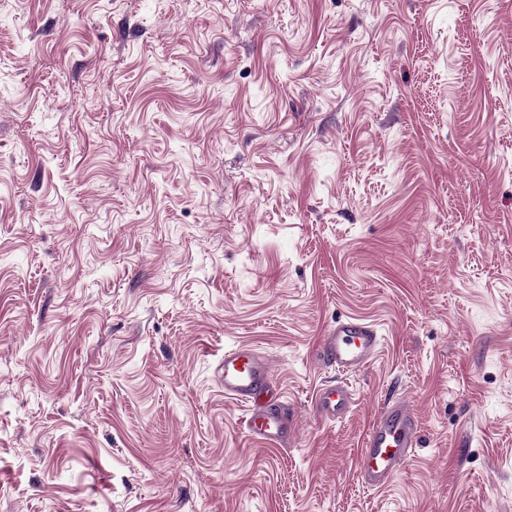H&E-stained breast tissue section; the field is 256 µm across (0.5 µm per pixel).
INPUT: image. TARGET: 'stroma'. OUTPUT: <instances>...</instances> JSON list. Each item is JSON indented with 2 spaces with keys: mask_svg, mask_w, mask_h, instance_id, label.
I'll list each match as a JSON object with an SVG mask.
<instances>
[{
  "mask_svg": "<svg viewBox=\"0 0 512 512\" xmlns=\"http://www.w3.org/2000/svg\"><path fill=\"white\" fill-rule=\"evenodd\" d=\"M346 316L383 346L324 421ZM0 512H512V0H0ZM214 375L225 398L249 407L242 421L247 435L272 446L288 443L292 423L279 404L270 361L263 352L243 343L225 349ZM354 404V394L343 381H328L317 390L313 408L323 420L335 421L344 418ZM420 433V418L406 397L385 401L358 454V481L373 490L384 489L418 448Z\"/></svg>",
  "mask_w": 512,
  "mask_h": 512,
  "instance_id": "35a3bbf8",
  "label": "stroma"
}]
</instances>
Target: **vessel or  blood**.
<instances>
[{
  "mask_svg": "<svg viewBox=\"0 0 512 512\" xmlns=\"http://www.w3.org/2000/svg\"><path fill=\"white\" fill-rule=\"evenodd\" d=\"M381 345L377 330L357 318L337 321L322 337L318 359L343 374H357L375 361ZM214 375L225 398L247 405L245 433L272 446L287 444L293 428L283 412L274 388L268 357L249 344H237L224 352ZM354 404L349 386L334 380L319 387L313 408L323 420L344 418ZM420 418L403 396L388 399L369 428L356 462V477L365 487L384 489L419 446Z\"/></svg>",
  "mask_w": 512,
  "mask_h": 512,
  "instance_id": "1",
  "label": "vessel or blood"
}]
</instances>
